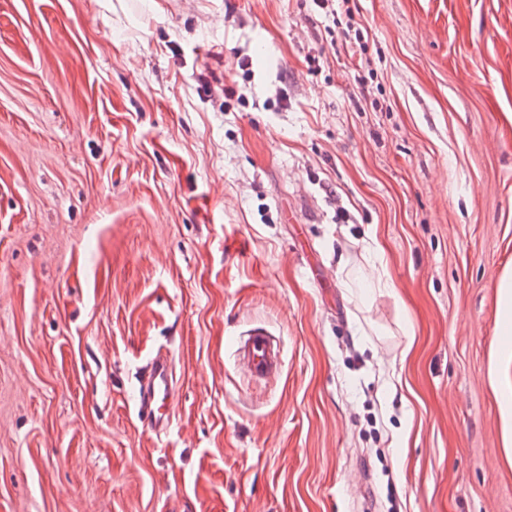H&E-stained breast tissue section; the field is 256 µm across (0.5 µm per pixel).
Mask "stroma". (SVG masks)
Instances as JSON below:
<instances>
[{
  "instance_id": "obj_1",
  "label": "stroma",
  "mask_w": 512,
  "mask_h": 512,
  "mask_svg": "<svg viewBox=\"0 0 512 512\" xmlns=\"http://www.w3.org/2000/svg\"><path fill=\"white\" fill-rule=\"evenodd\" d=\"M509 264L512 0H0V512H512ZM498 288L497 331L501 336L512 335V269H505L496 282ZM273 335L265 328L244 331L236 340L239 356L246 374L254 381H267L280 368L279 353ZM134 408L143 430L158 435L170 428L175 408V377L166 354L156 353L142 372Z\"/></svg>"
}]
</instances>
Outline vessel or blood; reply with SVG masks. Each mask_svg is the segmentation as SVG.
Returning <instances> with one entry per match:
<instances>
[{
  "label": "vessel or blood",
  "mask_w": 512,
  "mask_h": 512,
  "mask_svg": "<svg viewBox=\"0 0 512 512\" xmlns=\"http://www.w3.org/2000/svg\"><path fill=\"white\" fill-rule=\"evenodd\" d=\"M236 352L246 374L255 381L272 378L280 367L271 333L261 327L244 331L236 340ZM175 408V377L170 358L156 353L138 380L136 416L143 430L158 435L172 423Z\"/></svg>",
  "instance_id": "obj_1"
}]
</instances>
